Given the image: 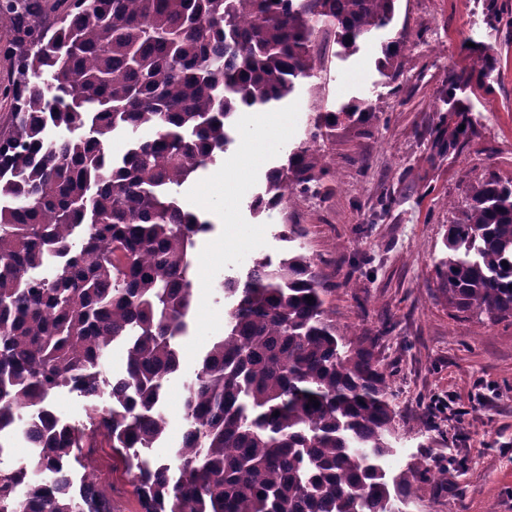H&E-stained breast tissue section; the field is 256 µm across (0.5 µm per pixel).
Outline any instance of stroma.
<instances>
[{
    "instance_id": "obj_1",
    "label": "stroma",
    "mask_w": 512,
    "mask_h": 512,
    "mask_svg": "<svg viewBox=\"0 0 512 512\" xmlns=\"http://www.w3.org/2000/svg\"><path fill=\"white\" fill-rule=\"evenodd\" d=\"M488 0H397L392 36L403 39L397 79L379 68L381 36L347 58L323 46L320 77L300 82L288 102V130L267 146L240 119L235 144L179 198L212 230L197 241L194 308L180 340V369L166 384V435L152 450L171 459L184 426L183 395L201 357L224 331L233 298L218 285L243 276L254 257L278 261L284 226L296 225L328 293L340 334L365 339L394 393V467L432 460L446 481L415 485L410 512H512V318L479 319L448 306L436 263L449 224L474 186L512 178V26ZM488 49L483 84L455 82L476 51ZM365 100L367 121L340 120L320 148L336 172L330 197L292 198L259 215L250 203L266 171L306 137L311 118ZM470 122L448 148L450 114ZM256 158L243 180L228 177L243 152ZM87 469L108 474L112 512H142L112 452L99 444Z\"/></svg>"
}]
</instances>
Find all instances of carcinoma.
Here are the masks:
<instances>
[{
  "instance_id": "1",
  "label": "carcinoma",
  "mask_w": 512,
  "mask_h": 512,
  "mask_svg": "<svg viewBox=\"0 0 512 512\" xmlns=\"http://www.w3.org/2000/svg\"><path fill=\"white\" fill-rule=\"evenodd\" d=\"M396 2L0 0V428L4 443L32 448L27 464L0 468V512L110 506L97 485L75 494L72 463L92 446L49 403L63 386L87 399L144 512H402L417 482L446 475L429 462L388 469L391 384L363 341L337 331L294 237L278 263L255 258L221 283L234 304L187 386L175 464L137 448L165 433L160 402L194 303L190 252L212 229L181 206L180 188L234 143L238 114L282 105L322 71L321 34L353 55L389 28ZM401 46L384 43L378 66L392 69ZM69 94L72 106L54 111ZM371 115L353 102L321 116L267 170L253 212L329 194L317 141L342 116ZM51 127L80 134L49 138ZM117 132L145 136L114 159ZM444 247L448 304L512 317V181L480 183ZM117 343L125 367L107 380L101 360Z\"/></svg>"
}]
</instances>
